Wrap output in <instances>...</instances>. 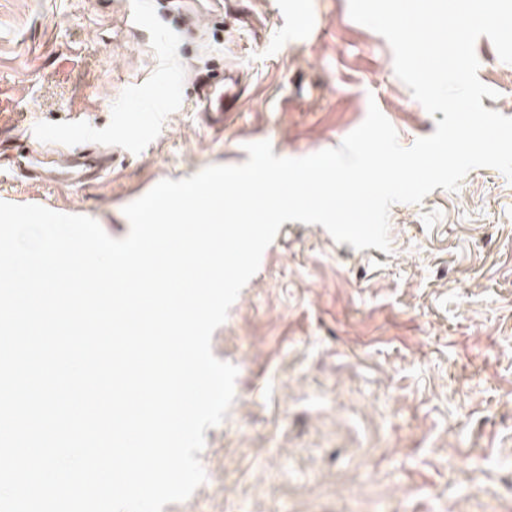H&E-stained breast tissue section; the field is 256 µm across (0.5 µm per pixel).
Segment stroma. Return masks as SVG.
<instances>
[{
    "label": "stroma",
    "instance_id": "1",
    "mask_svg": "<svg viewBox=\"0 0 512 512\" xmlns=\"http://www.w3.org/2000/svg\"><path fill=\"white\" fill-rule=\"evenodd\" d=\"M475 51L498 93L483 107L512 116V64L487 37ZM228 69L243 105L211 129L195 80ZM372 101L402 146L436 129L348 0H0V169L27 128L111 156L79 188L2 177L0 201L116 239L158 182L262 140L287 158L339 146ZM389 225L387 253L281 225L212 336L238 376L205 431L206 480L162 512H512V182L473 169Z\"/></svg>",
    "mask_w": 512,
    "mask_h": 512
}]
</instances>
